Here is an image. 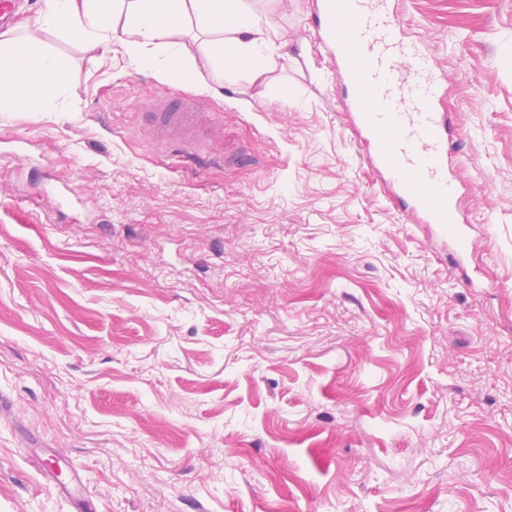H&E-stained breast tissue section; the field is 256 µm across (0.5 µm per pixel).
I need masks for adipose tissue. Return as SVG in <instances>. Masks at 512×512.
I'll return each instance as SVG.
<instances>
[{
  "instance_id": "1",
  "label": "adipose tissue",
  "mask_w": 512,
  "mask_h": 512,
  "mask_svg": "<svg viewBox=\"0 0 512 512\" xmlns=\"http://www.w3.org/2000/svg\"><path fill=\"white\" fill-rule=\"evenodd\" d=\"M50 29L105 52L120 47L174 86L197 74L183 42L188 32L201 36L199 48L219 78L228 69L260 75L274 44L246 0H48L33 24L0 31V114L51 112L65 96L67 66L41 46Z\"/></svg>"
}]
</instances>
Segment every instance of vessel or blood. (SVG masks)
Wrapping results in <instances>:
<instances>
[{"label":"vessel or blood","instance_id":"vessel-or-blood-1","mask_svg":"<svg viewBox=\"0 0 512 512\" xmlns=\"http://www.w3.org/2000/svg\"><path fill=\"white\" fill-rule=\"evenodd\" d=\"M316 29L335 56L357 141L371 152L418 224L435 225L462 263L473 250L460 207L462 182L448 173V142L461 130L440 107L448 76L423 43L408 40L390 0H318ZM152 138L188 158H212L218 127L185 95L156 102Z\"/></svg>","mask_w":512,"mask_h":512}]
</instances>
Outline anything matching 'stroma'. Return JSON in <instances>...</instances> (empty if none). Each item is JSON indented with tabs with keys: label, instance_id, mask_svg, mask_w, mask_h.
Masks as SVG:
<instances>
[{
	"label": "stroma",
	"instance_id": "35a3bbf8",
	"mask_svg": "<svg viewBox=\"0 0 512 512\" xmlns=\"http://www.w3.org/2000/svg\"><path fill=\"white\" fill-rule=\"evenodd\" d=\"M258 79L172 86L62 32L0 115V512H512V0H398L449 78L462 265L357 144L317 0H250ZM200 100L223 165L143 114ZM57 468H59V461H58L57 457H55V456H53V458L43 460L41 463V469L47 475V478L49 479L53 489L59 494H64V495L70 496L71 507L74 509L73 512H87V510H89V509L87 508V504L83 498L72 496L70 489H68L66 487H62L54 481L52 473Z\"/></svg>",
	"mask_w": 512,
	"mask_h": 512
}]
</instances>
